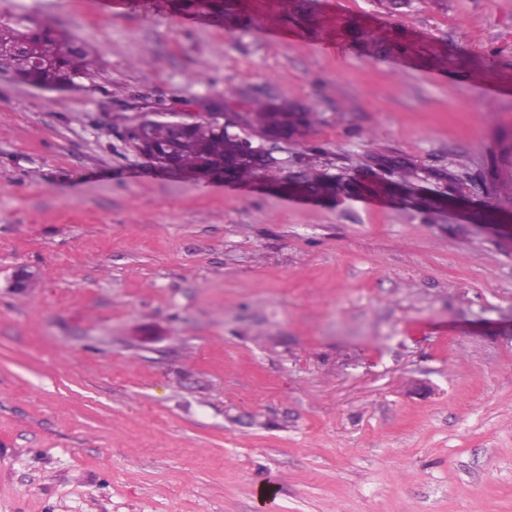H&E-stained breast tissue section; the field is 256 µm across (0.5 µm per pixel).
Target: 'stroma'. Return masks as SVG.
<instances>
[{"mask_svg":"<svg viewBox=\"0 0 512 512\" xmlns=\"http://www.w3.org/2000/svg\"><path fill=\"white\" fill-rule=\"evenodd\" d=\"M0 14L100 56L73 91L0 77V512H512V204L482 188L512 129V0ZM215 94L315 122L243 183L120 135ZM385 156L453 201L388 197ZM309 172L367 189L274 191Z\"/></svg>","mask_w":512,"mask_h":512,"instance_id":"1","label":"stroma"}]
</instances>
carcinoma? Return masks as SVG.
<instances>
[{
  "label": "carcinoma",
  "mask_w": 512,
  "mask_h": 512,
  "mask_svg": "<svg viewBox=\"0 0 512 512\" xmlns=\"http://www.w3.org/2000/svg\"><path fill=\"white\" fill-rule=\"evenodd\" d=\"M98 64L93 46L48 20L0 17V75L29 80L44 90L55 91L63 84L76 86L91 78ZM224 120L222 130L201 118L177 132L159 120L150 137L140 143L127 128L123 137L146 156L158 150L164 152L186 173L208 177L230 166L237 170L236 179L250 181L257 177L261 165L241 154L242 141L256 137L262 146L276 145L306 135L313 126L311 112L285 99L248 101L244 111L224 113ZM489 180L494 194L512 196V130L503 132L495 143ZM304 182L306 193L314 196L355 191L353 184L337 178L312 175Z\"/></svg>",
  "instance_id": "cac0c4a2"
}]
</instances>
